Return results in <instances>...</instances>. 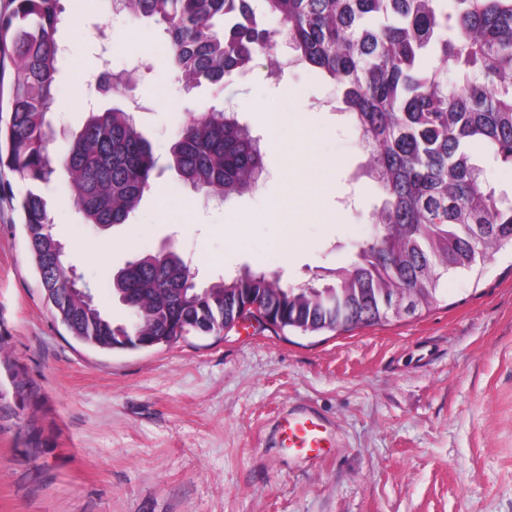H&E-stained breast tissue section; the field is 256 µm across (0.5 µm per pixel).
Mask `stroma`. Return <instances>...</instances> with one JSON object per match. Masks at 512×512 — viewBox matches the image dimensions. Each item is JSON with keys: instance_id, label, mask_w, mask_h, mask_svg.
Segmentation results:
<instances>
[{"instance_id": "1", "label": "stroma", "mask_w": 512, "mask_h": 512, "mask_svg": "<svg viewBox=\"0 0 512 512\" xmlns=\"http://www.w3.org/2000/svg\"><path fill=\"white\" fill-rule=\"evenodd\" d=\"M58 37L80 64L63 69L52 110L69 134L88 116L80 70L96 67V24L112 34V70L132 58L152 71L102 99L133 109L159 161L196 112H239L264 153L256 188L219 201L157 178L123 224L83 223L54 183L50 230L114 320L116 271L163 249L197 285L250 266L282 283L314 281L356 261L382 197L361 176L366 158L342 92L314 68L271 74L258 54L222 84L187 89L168 65L160 26L114 13L110 0H65ZM292 91L317 160L334 179L305 190L294 129L267 123ZM293 188L308 203L293 224L296 252L281 265L272 205ZM23 367L38 390L0 410V512H512V252L482 272L450 273L417 316L348 332L303 334L246 322L192 332L141 350L87 346L45 298L11 201L0 200V380ZM306 412L326 425L312 454L287 447L280 424Z\"/></svg>"}]
</instances>
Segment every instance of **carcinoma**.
<instances>
[{"mask_svg": "<svg viewBox=\"0 0 512 512\" xmlns=\"http://www.w3.org/2000/svg\"><path fill=\"white\" fill-rule=\"evenodd\" d=\"M12 4L0 13V168L28 186L18 209L46 298L86 345L219 334L237 314L269 313L302 333L381 324L432 306L443 275L512 247V191L488 183L469 149L479 141L512 169V0H112L163 26L170 67L193 87L244 70L288 35L292 61L342 91L368 154L365 174L384 199L377 233L331 284L283 286L245 268L199 287L181 256L159 251L119 270L115 294L135 319L82 306L70 295L81 275L50 231L46 190L58 174L85 223L109 227L126 223L167 170L209 195H241L255 187L263 152L237 116L213 108L178 128L160 167L134 113L112 107L89 111L67 150L54 153L58 33L69 16L63 0ZM8 372L23 407L32 387L18 366Z\"/></svg>", "mask_w": 512, "mask_h": 512, "instance_id": "carcinoma-1", "label": "carcinoma"}]
</instances>
